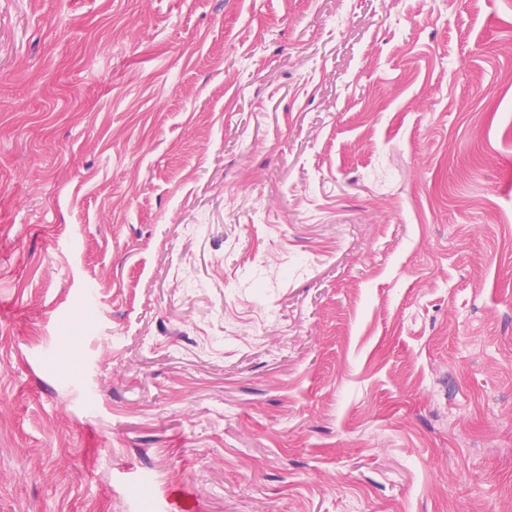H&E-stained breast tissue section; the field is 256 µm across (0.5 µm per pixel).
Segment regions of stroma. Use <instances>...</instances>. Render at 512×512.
Returning <instances> with one entry per match:
<instances>
[{"label":"stroma","instance_id":"stroma-1","mask_svg":"<svg viewBox=\"0 0 512 512\" xmlns=\"http://www.w3.org/2000/svg\"><path fill=\"white\" fill-rule=\"evenodd\" d=\"M503 512L512 0H0V512Z\"/></svg>","mask_w":512,"mask_h":512}]
</instances>
